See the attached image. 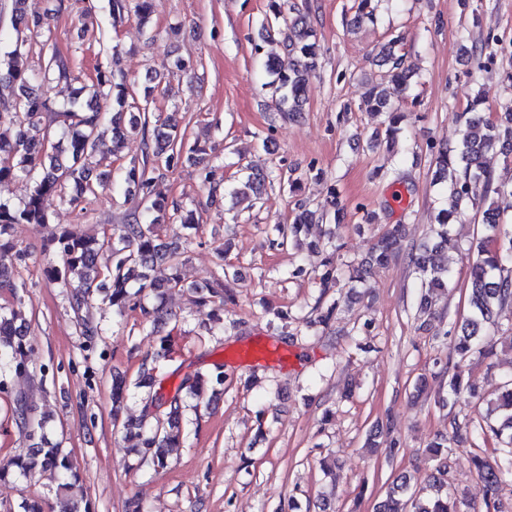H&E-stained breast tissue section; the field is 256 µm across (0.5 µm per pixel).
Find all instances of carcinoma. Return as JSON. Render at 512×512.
I'll list each match as a JSON object with an SVG mask.
<instances>
[{
	"label": "carcinoma",
	"instance_id": "1",
	"mask_svg": "<svg viewBox=\"0 0 512 512\" xmlns=\"http://www.w3.org/2000/svg\"><path fill=\"white\" fill-rule=\"evenodd\" d=\"M109 7L114 17L132 12L144 22L153 12V0H109ZM13 15L16 40L11 50L0 55V87L8 90V97L0 101V127L13 126L18 131L10 150H0V181L24 176L33 181V187L21 206L12 208L0 204V290L9 291L14 298L13 304L0 306V392L9 391L11 378L26 374L29 367L30 345L25 338V323L20 321L22 285L15 280L12 262V258L19 255L11 238L12 226L49 223L43 206L47 195L58 194L76 206L85 194H94L97 189L110 186L109 175H93L100 128L106 122L112 125L114 154L119 152L128 134L138 132L153 155L164 154L168 162L181 158V151L177 150L181 140L179 123L168 118L148 130V118L141 111L139 102L149 101L152 90L145 89L138 97L125 82L115 81L117 53H112L106 65L97 67L95 81L89 85L56 56L50 57L44 68L36 72L23 62L29 52L26 32L31 29L48 32L50 25L39 17L29 19L24 0H13ZM288 29L295 33V37L288 38L284 57L267 63V72L274 76L276 90L281 92L280 106L299 118L308 71L316 64L317 44L309 41L312 30L308 28L306 16L296 14L289 20ZM384 62L390 65L388 76L395 88L406 89L412 72L405 67L403 57L395 56L389 49L384 54ZM54 80L76 83L78 87L68 106L57 114L63 125L62 136L55 142L45 137L37 140L29 135V131L40 127L47 111V104L37 93V87ZM99 99L111 105L112 111L102 112L90 106ZM362 104L369 111L385 114L387 138L395 139L400 131V113L386 90L378 84L371 86L365 91ZM479 104L480 99H475L469 112L465 113L459 149L445 147L436 154L435 175L448 182L449 191L448 205L439 211L437 224L432 229L437 242L423 244L409 253V260L420 279L418 312L425 315L431 309L433 295L447 289L453 279L445 247L463 208L470 206L482 213V238L469 266L467 313L450 329L456 336V343L454 354L445 362L448 381L446 397L442 398L444 403L450 397L475 392L476 385L466 372V362L478 350L488 331L501 327V313L512 304V233L503 229L499 208L490 198L492 193L497 196L512 193V186L494 182L483 163L485 154L500 142H507L512 147V103L505 104L503 115L496 120L486 118L478 110ZM265 181L263 174H249L233 191L232 197L238 204L244 200L254 203L259 199ZM153 182L154 177L149 175L146 164L136 158L130 159L120 172L119 186L126 196H139L149 202L141 217L110 233H103L100 238L78 235L63 227L49 240L48 246L60 256L61 265L50 268L48 274L73 289L71 306L78 313L77 325L83 336L98 334V327L91 317L82 314L88 296L94 292L103 294L102 301L121 314L134 306V294L130 292L134 284L141 292L182 287L178 269L180 257L193 244L190 231L195 229L194 215L178 207L172 209V214H167V202L152 196ZM318 214L324 216L326 212L304 208L295 214L293 223L273 225L270 245L288 246ZM167 218L183 229L172 242H163L159 236ZM399 246L400 225L396 224L378 238L368 260L351 266L349 282L362 283L373 267L388 265ZM310 247L330 248L323 263L324 270L318 277L320 293L314 307L319 312L318 322L326 325L339 307L337 299L323 305L325 296L339 283L340 269L335 262L337 246L329 239L312 242ZM162 264L169 265L171 273L165 280H156L152 272ZM235 281L236 273L224 271V277H217L195 289L199 303L234 302ZM227 380L224 365L216 363L208 372L186 378L183 385L188 393L201 400L208 392H218ZM154 386V368L144 361L135 383H128L123 374L112 378V402L123 401L133 387L151 389ZM158 408L160 404L153 393L148 396L141 417L124 421L123 429L140 440L137 452L143 460L164 469L168 449L180 444L185 408L181 391H176L167 401L163 412H157ZM487 413L494 414L495 419L476 422L469 418H453L452 432L437 434L428 443L433 461L428 483L416 489L410 475L396 476L376 512H459L457 497L448 489L444 470L448 453L466 441L476 447L492 441L494 451L500 454V460L494 464L479 453L472 456L473 466L489 494L486 507H491V499L504 487L512 486V379L506 381L496 398L488 402ZM10 414L16 425L27 430L32 448L14 459V470L0 469V482L13 476L25 479L48 476L56 483L59 512H91L90 500L79 501L74 497L79 475L71 457L47 437L45 422L30 418L28 405L19 392L14 393Z\"/></svg>",
	"mask_w": 512,
	"mask_h": 512
}]
</instances>
